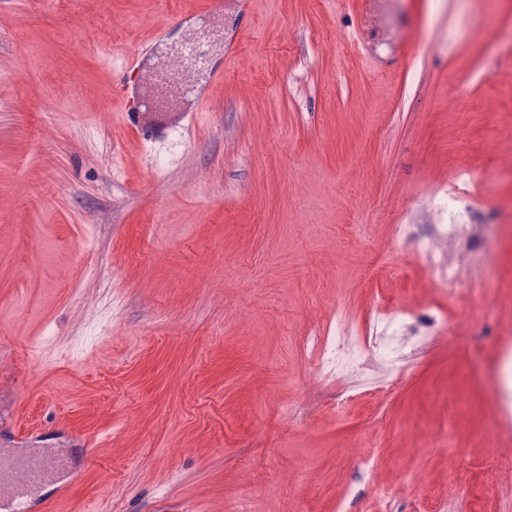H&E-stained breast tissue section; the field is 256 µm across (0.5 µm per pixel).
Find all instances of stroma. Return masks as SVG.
<instances>
[{
  "instance_id": "1",
  "label": "stroma",
  "mask_w": 512,
  "mask_h": 512,
  "mask_svg": "<svg viewBox=\"0 0 512 512\" xmlns=\"http://www.w3.org/2000/svg\"><path fill=\"white\" fill-rule=\"evenodd\" d=\"M205 22L206 108L130 124L128 50ZM507 32L512 0H0V448L68 457L42 512H512ZM345 314L343 309H337L336 311V336H328L333 341L329 346L326 347L328 360L333 364L336 361V373L342 374L348 369L353 367L346 364L343 357V350L346 345V337L342 336L344 333L343 321Z\"/></svg>"
}]
</instances>
